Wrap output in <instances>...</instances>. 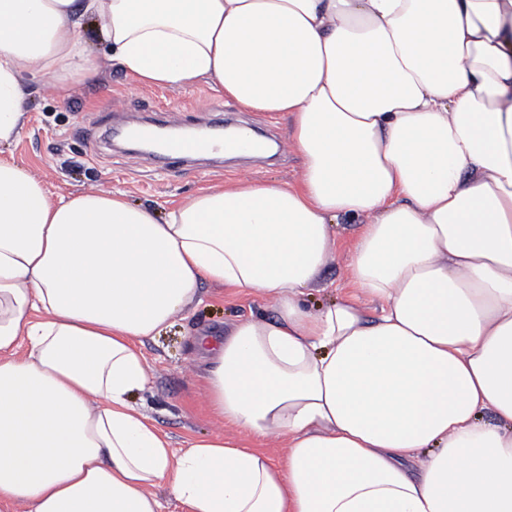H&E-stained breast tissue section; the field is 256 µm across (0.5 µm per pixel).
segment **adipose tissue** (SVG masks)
<instances>
[{
  "label": "adipose tissue",
  "mask_w": 512,
  "mask_h": 512,
  "mask_svg": "<svg viewBox=\"0 0 512 512\" xmlns=\"http://www.w3.org/2000/svg\"><path fill=\"white\" fill-rule=\"evenodd\" d=\"M89 25L143 86L289 121L301 172L161 217L0 156V507L512 512V0H0V146ZM341 216L358 295L313 311ZM205 282L272 313L199 338L234 433L176 449L127 396Z\"/></svg>",
  "instance_id": "obj_1"
}]
</instances>
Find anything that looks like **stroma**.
I'll return each instance as SVG.
<instances>
[{
    "mask_svg": "<svg viewBox=\"0 0 512 512\" xmlns=\"http://www.w3.org/2000/svg\"><path fill=\"white\" fill-rule=\"evenodd\" d=\"M217 105L224 109L226 125L245 124L271 140H284L283 122L242 110L211 85L201 83L187 90L147 88L102 57L96 74L82 82L31 91L25 128L9 151L16 161L37 172L53 193L67 195L90 187L121 190L133 204L158 211L203 186L243 176L295 183L301 159L292 152L189 167L131 152L113 136L116 127L154 113L168 126L209 128ZM357 231L352 218H342L337 225L336 260L323 275L328 286L307 295L309 306L317 308L352 296L347 260ZM268 311L265 299L239 297L226 288L206 285L200 299L179 315L173 326L146 341L143 352L150 367L151 388L133 393L130 401L145 409L174 447H182L193 435L221 427L205 400L194 337L201 333L223 336L231 323Z\"/></svg>",
    "mask_w": 512,
    "mask_h": 512,
    "instance_id": "1",
    "label": "stroma"
}]
</instances>
